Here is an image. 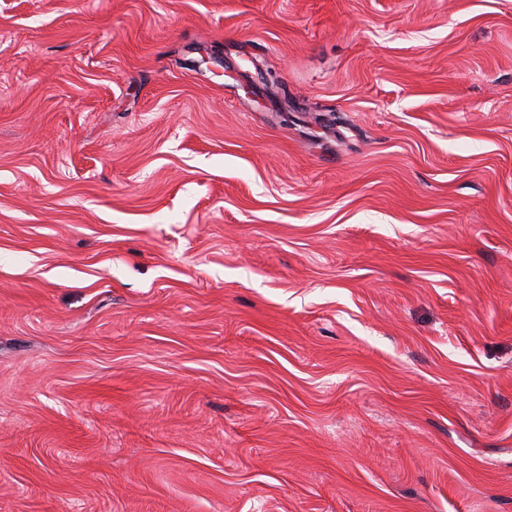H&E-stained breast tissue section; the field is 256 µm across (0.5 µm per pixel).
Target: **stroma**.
<instances>
[{
    "label": "stroma",
    "instance_id": "35a3bbf8",
    "mask_svg": "<svg viewBox=\"0 0 512 512\" xmlns=\"http://www.w3.org/2000/svg\"><path fill=\"white\" fill-rule=\"evenodd\" d=\"M0 512H512V0H0Z\"/></svg>",
    "mask_w": 512,
    "mask_h": 512
}]
</instances>
